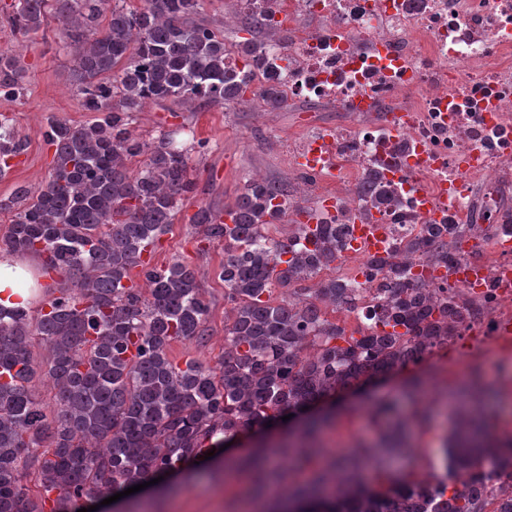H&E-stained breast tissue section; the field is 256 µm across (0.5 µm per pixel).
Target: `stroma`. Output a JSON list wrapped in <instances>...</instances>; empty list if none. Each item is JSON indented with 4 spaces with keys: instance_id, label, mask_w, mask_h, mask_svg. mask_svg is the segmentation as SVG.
<instances>
[{
    "instance_id": "obj_1",
    "label": "stroma",
    "mask_w": 512,
    "mask_h": 512,
    "mask_svg": "<svg viewBox=\"0 0 512 512\" xmlns=\"http://www.w3.org/2000/svg\"><path fill=\"white\" fill-rule=\"evenodd\" d=\"M12 2L0 0V49L23 62L28 69V82L20 97L0 98V114L9 118L15 136L26 141L27 148L21 164L0 176V198L21 185L37 190L45 181L54 160V148L44 138L49 122L80 125L94 118L93 113L81 107L71 86V57L59 46L57 22H50L38 33L21 35L9 22ZM344 120L343 113L303 102L263 112L250 102L189 110L169 100L150 103L135 113L130 129L137 137L152 141L167 134L184 143L193 136L204 143L203 149L192 154L199 193L178 212L156 259L160 265L177 258L192 263L204 281L210 304L206 340L172 343L169 354L176 362L192 358L213 365L224 351V285L214 275L224 259V246L202 239L191 222L198 207L208 205L222 210L232 206L246 178L252 176L295 186L296 173L286 154L289 139L305 127H334ZM467 380L454 348L437 352L434 369L421 379L423 404L430 420L411 435L414 456L386 458L387 467L425 477L432 465L440 464L441 438L450 427L448 396L460 394ZM400 385V379L395 378L364 394L346 393L336 405L335 422L323 433L326 453H335L340 442L375 438L366 419V403L388 399L394 405L395 416L404 415L411 401L402 394ZM219 462V457H211L191 472L178 475L176 481L148 486L99 507L98 512H241L239 504L249 481L244 477L225 479Z\"/></svg>"
}]
</instances>
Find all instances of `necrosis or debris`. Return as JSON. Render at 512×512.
I'll return each instance as SVG.
<instances>
[{
  "label": "necrosis or debris",
  "mask_w": 512,
  "mask_h": 512,
  "mask_svg": "<svg viewBox=\"0 0 512 512\" xmlns=\"http://www.w3.org/2000/svg\"><path fill=\"white\" fill-rule=\"evenodd\" d=\"M248 13L270 35L269 68L289 102L346 117L290 140L294 198L318 201L319 224L371 215L388 254L424 225H450L447 261L424 254L407 266L452 303L462 363L471 336L512 350V0H235L224 20ZM366 170L394 191V206L359 196ZM364 260L349 246L336 264L359 290L350 329L369 324L379 285Z\"/></svg>",
  "instance_id": "1"
}]
</instances>
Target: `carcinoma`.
<instances>
[{
	"label": "carcinoma",
	"mask_w": 512,
	"mask_h": 512,
	"mask_svg": "<svg viewBox=\"0 0 512 512\" xmlns=\"http://www.w3.org/2000/svg\"><path fill=\"white\" fill-rule=\"evenodd\" d=\"M110 0H15L11 21L36 33L52 17L72 56L70 82L97 117L86 124L53 121L45 132L54 165L39 190L18 186L0 199L14 212L0 237V253L33 255L45 277L62 275L51 289V311L0 308V512H77L115 484L133 486L203 457L247 429L299 416L374 376L387 380L451 339L448 300L406 280V265L391 255L364 263L381 276L369 331L350 332L328 318L356 308L347 280L321 277L342 257L345 224H294L285 240L269 227L283 210L288 188L246 181L232 224L216 223L200 206L193 224L204 239L224 243L215 276L224 283V354L210 366L168 356L174 341L205 340L209 304L197 270L184 261L142 260L170 233L178 210L198 192L191 153L166 136L151 143L133 136V114L150 101L174 98L204 107L234 103L250 86L226 66L236 50L264 81L255 92L267 110L287 106L280 80L268 70L265 47L243 39L228 46L204 22V0H143L138 8ZM27 70L0 51V94L19 96ZM24 148L0 119V165ZM374 206H391V191L364 182ZM448 225L429 224L406 240L411 256L440 246L448 258ZM313 282L306 287L304 283ZM286 296L275 301V289ZM38 338L51 351L45 366L30 356ZM46 377L56 407L35 395ZM369 421L380 442L394 443L427 413L383 425L377 403ZM480 402L452 411L444 439L445 473L393 481L377 447L360 440L336 464H327L323 488L300 499L301 512H512V438L485 429ZM377 471V487L363 486V469ZM493 510H487V506Z\"/></svg>",
	"instance_id": "1"
}]
</instances>
